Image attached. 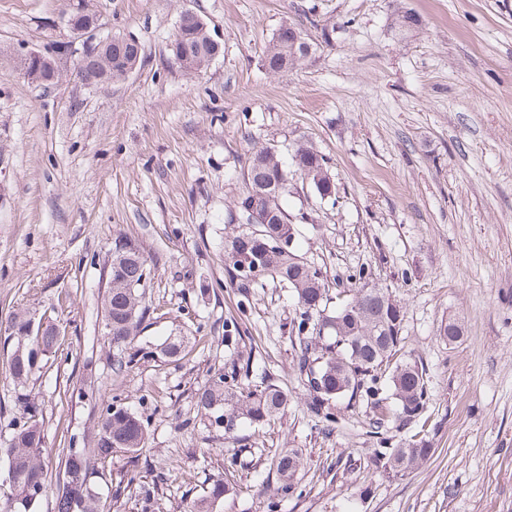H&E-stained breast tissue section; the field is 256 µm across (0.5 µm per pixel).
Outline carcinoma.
<instances>
[{
	"label": "carcinoma",
	"instance_id": "carcinoma-1",
	"mask_svg": "<svg viewBox=\"0 0 512 512\" xmlns=\"http://www.w3.org/2000/svg\"><path fill=\"white\" fill-rule=\"evenodd\" d=\"M192 59L193 71L200 72L215 59L208 32L198 22H188L180 33ZM294 64L288 46L275 40L265 54V65L279 73ZM288 169L278 154L268 147L250 153L244 173L245 186L227 215L234 225L224 243V269L229 281L249 301V288L265 281L291 289L297 309L291 320L290 342L305 389L308 410L334 429L338 417L360 405L369 410V433L376 438L373 462L383 463L396 474L419 465L430 455L421 431L391 447L392 428L426 426L429 402L423 364L403 350L401 328L403 310L393 291L368 287L367 273L360 270L346 282L336 283V296L343 300L330 306L329 288L319 269L297 254L296 225L289 218L283 200L291 193L297 173L310 181L316 195L329 178L325 156L306 143L295 146ZM133 253V258L112 267V289L104 297V314L112 317V371L120 376L154 352L135 345L136 337L152 325L153 311L146 302V288L156 275L155 264L142 247L119 234L112 241V256ZM18 346L8 362V374L26 387L55 355L61 341L51 331L17 336ZM188 334L168 336L158 351L168 358L180 356ZM244 336L238 323H224V347L228 369H215L197 389L196 407L207 426L234 437L243 425L263 427L279 419L288 408V392L271 376L262 373L258 382L244 383L240 371L250 373L251 359L240 355ZM11 421L8 444L0 448L7 472L0 476V512H34L50 486L43 461L46 436L43 410L29 394H20ZM147 421L129 408L108 403L103 407L93 446L66 449L64 477L59 481L54 512H107L96 485L99 466L118 452L135 453L145 446ZM280 497L298 493V473L304 466L302 455L284 449L272 460ZM134 479L119 481L115 497L136 494L143 509L152 506L157 487H133ZM233 488L224 479L212 482L204 494L193 500L188 512H214Z\"/></svg>",
	"mask_w": 512,
	"mask_h": 512
}]
</instances>
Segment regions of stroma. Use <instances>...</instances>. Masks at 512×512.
I'll return each instance as SVG.
<instances>
[{
	"mask_svg": "<svg viewBox=\"0 0 512 512\" xmlns=\"http://www.w3.org/2000/svg\"><path fill=\"white\" fill-rule=\"evenodd\" d=\"M78 7L98 15V38L141 42L136 68L89 88L62 50L57 83L25 78L21 57L69 44ZM187 9L221 44L196 74L169 49ZM289 23L314 51L274 75L264 51ZM298 141L325 155L336 184L320 200L294 177L285 205L299 255L328 280L362 268L396 289L404 349L426 368L432 454L402 476L370 464L364 409L329 433L309 412L288 290L255 286L243 309L224 270L250 152L285 159ZM119 234L158 266L138 345L202 326L181 359L121 376L101 288ZM17 314L65 331L24 389L42 404L50 473L67 446H91L105 400L149 420L146 447L95 479L110 512H141L113 499L123 478L158 486L151 512H186L221 476L235 491L217 512H512V0H0V320ZM233 318L255 372L295 400L275 425L229 440L204 426L195 393L224 365ZM449 321L454 343L438 335ZM16 347L0 336V444L23 391L6 371ZM281 448L304 467L301 496L280 500L270 458Z\"/></svg>",
	"mask_w": 512,
	"mask_h": 512,
	"instance_id": "obj_1",
	"label": "stroma"
}]
</instances>
